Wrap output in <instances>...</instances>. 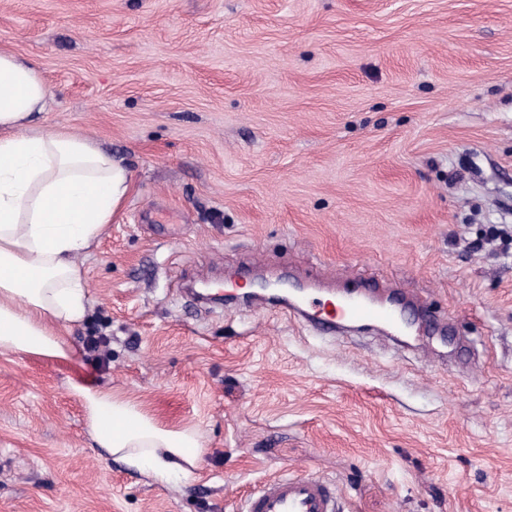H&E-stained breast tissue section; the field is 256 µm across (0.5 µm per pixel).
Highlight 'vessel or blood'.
I'll list each match as a JSON object with an SVG mask.
<instances>
[{"instance_id":"obj_1","label":"vessel or blood","mask_w":512,"mask_h":512,"mask_svg":"<svg viewBox=\"0 0 512 512\" xmlns=\"http://www.w3.org/2000/svg\"><path fill=\"white\" fill-rule=\"evenodd\" d=\"M301 317L321 325L332 334L339 322L375 323L397 326L398 312L390 304L355 297L328 306L316 293L299 302ZM245 512H335V499L321 479L312 476H283L269 480L246 504Z\"/></svg>"}]
</instances>
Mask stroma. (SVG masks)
<instances>
[{
	"label": "stroma",
	"mask_w": 512,
	"mask_h": 512,
	"mask_svg": "<svg viewBox=\"0 0 512 512\" xmlns=\"http://www.w3.org/2000/svg\"><path fill=\"white\" fill-rule=\"evenodd\" d=\"M0 51L132 172L66 356L0 353V512H241L285 475L512 512V0H0ZM262 276L439 317L321 336ZM75 385L199 428V468L103 457Z\"/></svg>",
	"instance_id": "obj_1"
}]
</instances>
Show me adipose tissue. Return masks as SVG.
Returning a JSON list of instances; mask_svg holds the SVG:
<instances>
[{"instance_id":"adipose-tissue-1","label":"adipose tissue","mask_w":512,"mask_h":512,"mask_svg":"<svg viewBox=\"0 0 512 512\" xmlns=\"http://www.w3.org/2000/svg\"><path fill=\"white\" fill-rule=\"evenodd\" d=\"M47 91L33 61L0 52V353L66 354L65 332L90 308L77 262L125 200L131 172L88 140L31 128ZM94 443L168 485L205 453L194 427L162 426L109 388L77 386Z\"/></svg>"}]
</instances>
